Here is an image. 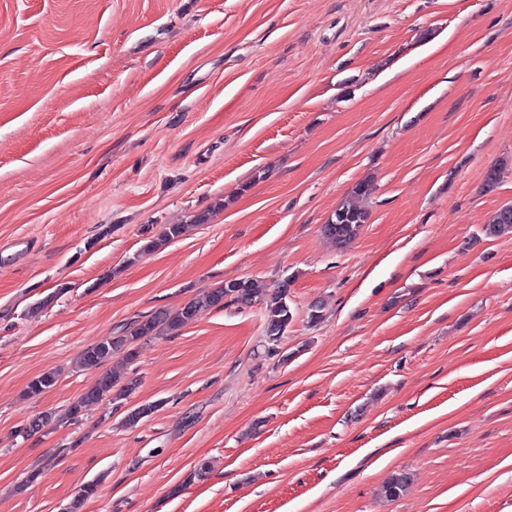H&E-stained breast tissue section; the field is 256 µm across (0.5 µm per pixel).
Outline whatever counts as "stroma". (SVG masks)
Here are the masks:
<instances>
[{"label": "stroma", "mask_w": 512, "mask_h": 512, "mask_svg": "<svg viewBox=\"0 0 512 512\" xmlns=\"http://www.w3.org/2000/svg\"><path fill=\"white\" fill-rule=\"evenodd\" d=\"M510 204L512 0H0V512H512ZM241 278L292 282L276 350L214 309L67 417L83 349ZM365 195V185L358 183L352 188L350 198L342 203L335 212L334 219L323 224V233L338 245H346L356 238L360 228L368 219L367 212L357 200ZM483 231L487 237H499L512 234V206L507 205L496 210ZM185 230L182 224H167L157 236H146L141 250L146 253L154 252L165 246L170 241L180 237ZM411 474L405 470L392 473L383 483L381 493L388 500L399 498L408 488Z\"/></svg>", "instance_id": "1"}]
</instances>
